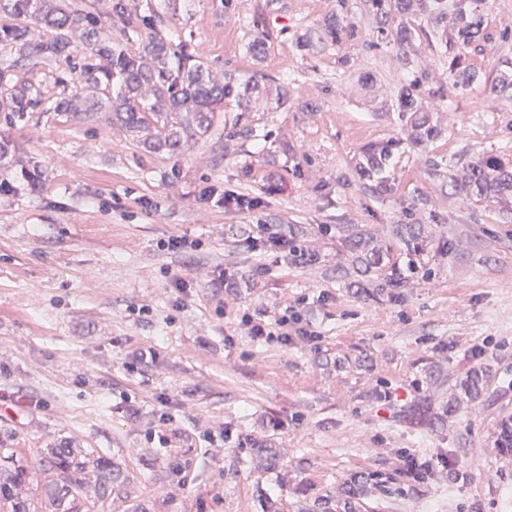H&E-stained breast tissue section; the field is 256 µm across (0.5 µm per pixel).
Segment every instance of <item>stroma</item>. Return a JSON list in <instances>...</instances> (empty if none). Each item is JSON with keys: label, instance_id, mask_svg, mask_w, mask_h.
Instances as JSON below:
<instances>
[{"label": "stroma", "instance_id": "stroma-1", "mask_svg": "<svg viewBox=\"0 0 512 512\" xmlns=\"http://www.w3.org/2000/svg\"><path fill=\"white\" fill-rule=\"evenodd\" d=\"M126 2L216 78L259 76L254 131L231 137L219 120L168 155L100 113L38 112L5 130L44 177L0 194V447L31 466L58 444L112 455L125 476L112 512H512V455L495 442L512 416V198L462 178L488 157L512 167V96L497 86L512 70V0H483L492 39L464 52L422 18L398 45L364 0ZM342 11L336 43L301 49ZM83 47L77 30L69 59L6 50L0 62L46 96L71 95ZM455 59L476 76L463 94ZM404 86L439 134L402 149L377 195L354 159L406 138ZM232 195L253 208L225 204ZM261 224L295 230L314 260L247 249ZM399 224L452 246L428 253L433 276L409 277L393 303L358 287L340 238L365 229L381 246ZM176 236L202 247L163 249ZM287 305L317 344L242 336L236 310L271 318ZM147 348L154 358L127 370ZM406 455L434 462L425 480L405 477ZM388 477L394 493L373 491Z\"/></svg>", "mask_w": 512, "mask_h": 512}]
</instances>
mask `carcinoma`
Listing matches in <instances>:
<instances>
[{"mask_svg":"<svg viewBox=\"0 0 512 512\" xmlns=\"http://www.w3.org/2000/svg\"><path fill=\"white\" fill-rule=\"evenodd\" d=\"M381 25L396 15L422 16L438 29L448 12L454 14L453 29L441 35L459 49H467L477 40L488 42L477 11L481 0H366ZM0 50L10 49L19 55L35 56L44 61L70 57V34L83 31L85 55L78 77L81 93L70 97L50 98L39 87L21 86L14 82L11 66H0V128H12L33 112H65L80 117L85 112H104L108 119L133 132H148L141 140L150 153L176 154L190 135H204L212 127L214 113L224 109V101L247 102L258 91L253 78L233 74L217 82L209 65L191 53L186 43L156 31L148 15H132L124 0L112 3V17L122 24L120 33L140 38L141 48L132 53L112 38V22L81 9L65 10L50 0H0ZM348 27L345 17L337 14L324 23L318 34L302 40L308 46L313 40L336 41ZM454 86L466 91L475 75L452 64ZM408 138L422 145L438 136L429 116L414 108L413 95L401 92L399 108ZM402 141L391 139L365 148L355 159L358 178L380 194L391 191L386 171ZM18 169L17 181L0 179V193L14 192L27 186L36 188L41 170L21 155L13 158ZM476 193L483 197L512 196V170H505L493 158L473 166L468 174ZM344 245L356 256L357 270L377 292L388 299L400 298L398 289L416 273L429 277L432 269L422 265L421 256L427 243L418 224H399L395 238L383 247L372 245V237L358 230L344 238ZM407 259L402 266L392 261V254ZM312 258L298 243L293 230H288V259L303 263ZM498 448L512 454V419L501 422L496 435ZM98 472L99 481L88 488L82 475L88 468ZM121 467L112 458L97 451L83 453L73 448H45L38 467H30L14 458L7 448H0V512H44L36 499L20 498L15 487L35 479L43 481L42 493L52 504L51 512H105L112 508V495L121 485Z\"/></svg>","mask_w":512,"mask_h":512,"instance_id":"carcinoma-1","label":"carcinoma"}]
</instances>
